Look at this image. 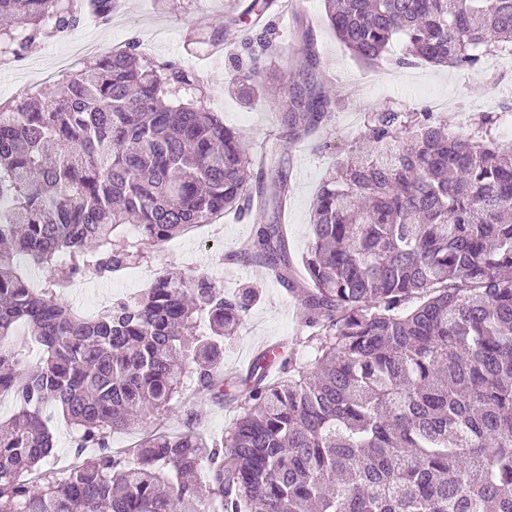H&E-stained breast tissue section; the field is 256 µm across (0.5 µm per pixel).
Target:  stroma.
<instances>
[{"label": "stroma", "mask_w": 512, "mask_h": 512, "mask_svg": "<svg viewBox=\"0 0 512 512\" xmlns=\"http://www.w3.org/2000/svg\"><path fill=\"white\" fill-rule=\"evenodd\" d=\"M227 8L228 0H124L108 23L90 21L60 39L33 47L21 58L0 57V100L41 85L55 88L62 74L87 66L132 39L145 57L171 60L191 69L203 88L205 107L240 133L245 143L271 150L275 165L286 171L292 185L287 250L291 266L298 268L310 248L315 195L334 159L348 154L369 112L385 106L420 110L431 106L427 95L432 92L439 101L436 112L447 120L449 131L464 134L471 116L498 111L512 99V77L496 79L494 69L483 64L472 69H441L425 63L367 68L336 38L325 20L322 0H296L288 8L266 10L260 32L274 47L291 50L298 46L294 18L306 17L321 49V67L334 77L327 92L337 106L334 119L318 139L289 145L280 138L276 109L261 100L244 103L230 89L234 79L231 59L243 53V34L249 25L225 27ZM201 32L223 44L222 57L207 56L197 45ZM255 225L254 218L226 215L220 225L211 227V240L197 239L190 232L164 247H146L145 261L118 278L77 282L68 289V302L86 317L94 315L102 301L133 297L165 273L206 271L225 291L245 284L259 291L260 300L246 313L235 336L224 343L222 371L229 401L219 405L209 395L189 392L183 402L145 416L144 425L179 433L185 427V411L191 408L199 416L201 432L222 437L239 413L236 400L247 391L245 371L260 348L284 340L288 353L306 355V329L296 298L275 281L257 278L254 265L224 259L253 236Z\"/></svg>", "instance_id": "1"}]
</instances>
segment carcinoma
Listing matches in <instances>:
<instances>
[{
  "label": "carcinoma",
  "mask_w": 512,
  "mask_h": 512,
  "mask_svg": "<svg viewBox=\"0 0 512 512\" xmlns=\"http://www.w3.org/2000/svg\"><path fill=\"white\" fill-rule=\"evenodd\" d=\"M360 62L472 67L512 54V0H323ZM116 0H0V47L102 24ZM274 99L286 143L317 136L336 101L300 17ZM232 88L262 94L260 59ZM64 91L0 103V504L8 512H512V148L482 114L465 138L424 109L368 116L312 209L304 273H291V185L192 95L200 81L133 42L66 75ZM277 213L225 259L256 260L299 298L313 359L274 352L248 371L242 413L220 439L186 411L121 454L111 435L192 385L224 403V340L257 297L207 274H167L91 318L67 289L135 267L197 224ZM55 273L34 288L20 262ZM41 356L24 362L18 337ZM76 429L78 462L50 467L47 411Z\"/></svg>",
  "instance_id": "cac0c4a2"
}]
</instances>
